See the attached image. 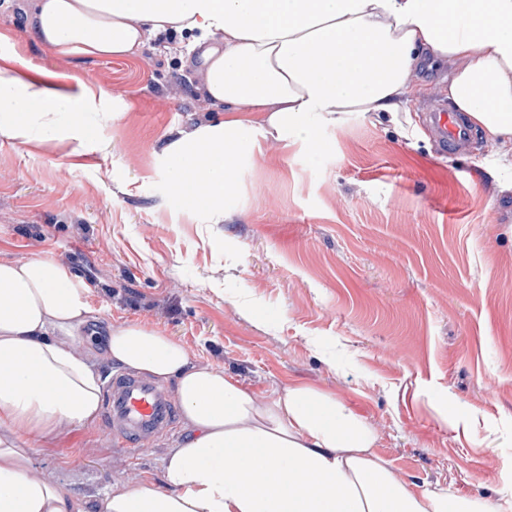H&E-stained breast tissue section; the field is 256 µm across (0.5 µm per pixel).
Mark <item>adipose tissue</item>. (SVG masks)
Returning <instances> with one entry per match:
<instances>
[{"mask_svg": "<svg viewBox=\"0 0 512 512\" xmlns=\"http://www.w3.org/2000/svg\"><path fill=\"white\" fill-rule=\"evenodd\" d=\"M171 28L194 45L223 33V46L204 53V84L234 113L166 146L185 210L223 207L225 147H248L252 113L264 114L277 140L294 134L321 149L319 127L393 113L427 54L459 61L449 98L512 153V0H38L33 16L34 37L58 56L120 57ZM332 69L343 72L341 83L329 82ZM72 104L0 70V134L25 137L37 122L45 141L98 140L96 124L62 125ZM93 312L68 265L0 260V512H504L498 496L412 489L378 453L366 419L335 394L296 383L258 399L141 323L113 328L106 356L174 382L183 432L160 481L78 494L36 471L27 445L65 442L99 411L102 375L74 336Z\"/></svg>", "mask_w": 512, "mask_h": 512, "instance_id": "ef3b65f1", "label": "adipose tissue"}]
</instances>
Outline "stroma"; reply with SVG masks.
<instances>
[{
    "instance_id": "35a3bbf8",
    "label": "stroma",
    "mask_w": 512,
    "mask_h": 512,
    "mask_svg": "<svg viewBox=\"0 0 512 512\" xmlns=\"http://www.w3.org/2000/svg\"><path fill=\"white\" fill-rule=\"evenodd\" d=\"M35 2L0 0V68L74 96L100 138L0 135V259L52 258L87 285L76 337L104 379L110 329L156 326L258 397L301 381L352 404L414 489L512 491V159L481 132L435 149L421 111L447 99L452 64L423 58L396 117L320 128L329 152L255 133L227 162L223 209L187 211L163 148L224 118L200 52L175 32L57 57L33 36ZM175 70L191 84L172 95ZM180 433L128 459L96 419L31 454L94 496L126 471L160 480Z\"/></svg>"
}]
</instances>
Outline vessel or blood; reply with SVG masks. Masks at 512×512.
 <instances>
[{
	"label": "vessel or blood",
	"mask_w": 512,
	"mask_h": 512,
	"mask_svg": "<svg viewBox=\"0 0 512 512\" xmlns=\"http://www.w3.org/2000/svg\"><path fill=\"white\" fill-rule=\"evenodd\" d=\"M426 122L441 152L458 153L473 139L465 114L442 104L430 107ZM178 404L171 392L137 375L114 373L106 390L104 421L114 447L135 457L175 423Z\"/></svg>",
	"instance_id": "vessel-or-blood-1"
}]
</instances>
